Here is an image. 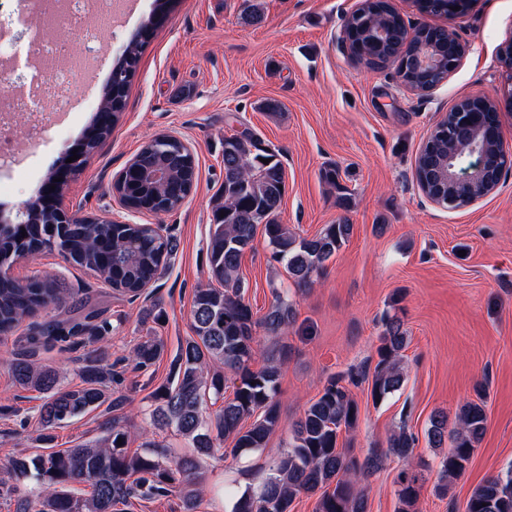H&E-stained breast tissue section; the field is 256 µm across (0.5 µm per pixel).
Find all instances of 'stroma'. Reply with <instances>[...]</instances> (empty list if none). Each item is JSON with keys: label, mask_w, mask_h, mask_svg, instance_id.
Instances as JSON below:
<instances>
[{"label": "stroma", "mask_w": 512, "mask_h": 512, "mask_svg": "<svg viewBox=\"0 0 512 512\" xmlns=\"http://www.w3.org/2000/svg\"><path fill=\"white\" fill-rule=\"evenodd\" d=\"M262 19L250 21L244 0H178L140 53L126 106L112 130L71 182L67 207L126 224H160L178 244L163 277L132 297L74 267L57 252L20 260V279L52 275L74 291L60 317L77 315L82 302L104 310L118 390L129 398L132 429L144 427L151 394L166 383L170 362L191 336L194 288L207 285L206 243L212 200L224 180L225 136L249 130L277 151L286 194L279 219L300 238H313L339 221L351 236L308 288L294 285L272 261L264 237L241 260L242 295L256 318L287 290L292 322L280 335L253 332V367L287 346L277 399L280 422L263 448L221 462L206 460L199 512H232L242 493L257 494L268 463L288 444L294 422L326 378L350 372L359 414L340 448L383 464L364 479L367 512H396L397 477L404 465L422 476L419 512H464L474 487L512 465V171L498 188L468 206L447 210L431 203L415 179L421 147L442 117L466 99L497 100L501 134L512 148V71L502 47L512 42V0H474L463 16L422 13L418 0H390L409 28L442 26L467 46L460 65L433 91L402 86L396 63L372 67L353 60L338 41L345 18L361 0H254ZM155 0H138L118 32L96 16L101 47L93 74L75 73L65 90L68 109L47 111L38 146L18 141L11 166L0 168V205L14 208L34 197L65 150L92 123L113 66L129 36L150 16ZM275 101L280 111L265 110ZM169 134L189 143L198 181L176 210L155 215L122 208L113 179L149 140ZM339 172V187L321 178ZM159 303L164 321L150 327L141 311ZM398 316L408 336L401 353V387L373 402L371 379L378 338L387 317ZM162 336L163 357L134 370L127 357L147 331ZM0 345V464L36 453L38 401L17 388ZM484 392L488 425L466 473L446 497L433 487L441 449L430 447V418H455L460 406ZM406 428L417 439L410 463L387 452L390 437Z\"/></svg>", "instance_id": "1"}]
</instances>
